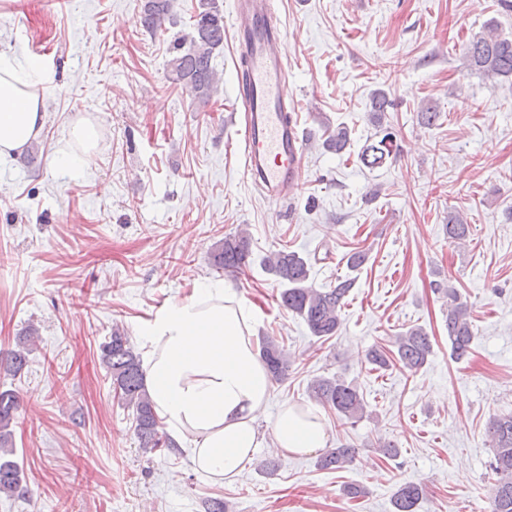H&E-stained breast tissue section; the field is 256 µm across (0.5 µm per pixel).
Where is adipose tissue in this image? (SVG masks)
<instances>
[{
  "label": "adipose tissue",
  "instance_id": "ef3b65f1",
  "mask_svg": "<svg viewBox=\"0 0 512 512\" xmlns=\"http://www.w3.org/2000/svg\"><path fill=\"white\" fill-rule=\"evenodd\" d=\"M55 70L31 58L0 54V161L37 140ZM73 150H60L57 166L79 170L101 139L97 125L80 121L67 130ZM250 309L232 289L203 285L159 312L141 332V355L155 411L178 447L189 449L196 470L230 481L269 446L302 455L326 447L320 413L282 405L272 439L257 429L270 380L252 333Z\"/></svg>",
  "mask_w": 512,
  "mask_h": 512
}]
</instances>
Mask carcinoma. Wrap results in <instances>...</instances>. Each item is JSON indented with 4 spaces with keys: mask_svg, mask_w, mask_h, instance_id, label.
Instances as JSON below:
<instances>
[{
    "mask_svg": "<svg viewBox=\"0 0 512 512\" xmlns=\"http://www.w3.org/2000/svg\"><path fill=\"white\" fill-rule=\"evenodd\" d=\"M174 17V0H144L141 11L142 27L154 32L162 22ZM224 47V11L218 0H201L194 15L190 44L176 47V55L169 61L168 79L186 89L193 99L207 103L217 90V78L212 66L213 54ZM462 66L489 80H512V36L499 31L495 24H488L467 45ZM391 105L383 90L373 93L369 120L377 131L383 133L378 141L366 145L360 155L364 166L374 168L392 155L394 134L385 127L386 112ZM350 141L344 126H337L323 142V147L336 154L343 153ZM448 243L462 244L470 235L467 216L458 209L448 210L445 225ZM250 237L245 230L224 237L211 251L214 266L234 272L249 265ZM265 268L286 288L280 292V303L289 312L299 316L311 336L327 340L340 328V315L345 299L355 286L350 277L336 280L329 288H315L309 284L310 265L296 251L287 249L270 254L263 260ZM34 330L19 337L17 348L0 358V374L16 377L28 363ZM474 340L471 310L456 289H448V342L453 356L462 360L470 354ZM432 352L429 336L421 328H410L395 337L393 349L374 347L367 353V360L374 370H393L415 373L427 362ZM260 357L274 381L288 374L289 362L285 352L270 336L260 341ZM100 364L112 380L113 388L122 404L132 415L134 432L140 448L155 452L175 448L174 441L159 430V417L145 387L144 372L139 354L125 331L119 327L99 345ZM312 397L319 404L336 410L346 418H359L365 400L359 389L338 376L320 378L310 385ZM20 407V398L13 389L0 390V493L12 496L22 489L23 472L14 460L12 424ZM486 437L492 457L489 467L495 474V484L490 489L491 512H512V414L498 415L487 424ZM355 449L348 446L330 448L316 460L319 470L337 471L350 464ZM425 489L416 482L398 486L392 499L393 512H417Z\"/></svg>",
    "mask_w": 512,
    "mask_h": 512,
    "instance_id": "carcinoma-1",
    "label": "carcinoma"
}]
</instances>
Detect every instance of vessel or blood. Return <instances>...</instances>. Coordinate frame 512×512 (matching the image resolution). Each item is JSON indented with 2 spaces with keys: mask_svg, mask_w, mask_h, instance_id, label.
Returning <instances> with one entry per match:
<instances>
[{
  "mask_svg": "<svg viewBox=\"0 0 512 512\" xmlns=\"http://www.w3.org/2000/svg\"><path fill=\"white\" fill-rule=\"evenodd\" d=\"M231 25L244 73L236 97L239 116L227 145L243 176L263 196L289 202L299 189L306 144L288 94L286 26L271 0H234Z\"/></svg>",
  "mask_w": 512,
  "mask_h": 512,
  "instance_id": "b4317fda",
  "label": "vessel or blood"
}]
</instances>
